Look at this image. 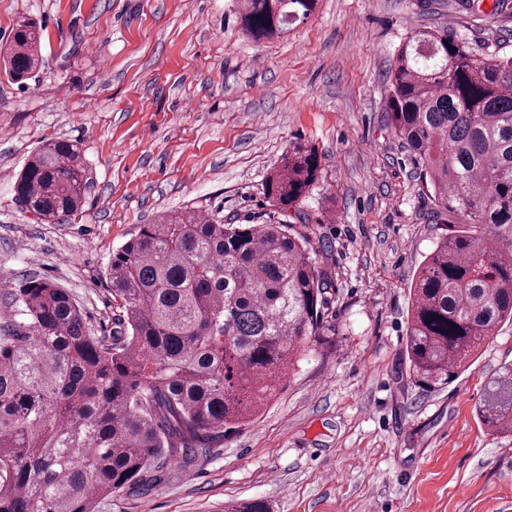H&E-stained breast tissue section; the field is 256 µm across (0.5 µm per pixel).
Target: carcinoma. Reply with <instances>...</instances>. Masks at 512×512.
<instances>
[{"label":"carcinoma","mask_w":512,"mask_h":512,"mask_svg":"<svg viewBox=\"0 0 512 512\" xmlns=\"http://www.w3.org/2000/svg\"><path fill=\"white\" fill-rule=\"evenodd\" d=\"M317 0H244L256 39L306 19ZM42 32L23 18L0 47L22 82ZM388 125L419 170L435 212L459 220L413 281L405 351L415 382L440 387L512 323V56H477L445 27H420L388 75ZM315 147L298 144L267 177L281 213L319 182ZM93 185L78 145L50 140L16 182L40 219L78 215ZM119 330L91 334L56 283L15 289L24 320L0 333V512H95L97 500L156 479L168 464L250 421L283 374L323 341L332 281L285 224H215L197 210L144 224L107 269ZM512 433V366L478 410Z\"/></svg>","instance_id":"1"}]
</instances>
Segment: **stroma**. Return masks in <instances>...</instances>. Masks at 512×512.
I'll use <instances>...</instances> for the list:
<instances>
[{
  "mask_svg": "<svg viewBox=\"0 0 512 512\" xmlns=\"http://www.w3.org/2000/svg\"><path fill=\"white\" fill-rule=\"evenodd\" d=\"M496 0H318L286 34L243 33L241 0H0V43L23 17L42 62L0 69V329L29 278L66 288L94 335L121 307L111 258L141 225L191 207L227 224L291 225L332 279L325 341L253 421L99 512H512V434L477 417L512 364L504 325L451 384H415L405 356L409 288L448 233L385 110L404 38L444 26L474 54L512 55ZM47 139L80 142L94 186L80 214L47 224L14 183ZM311 143L322 177L297 213L264 195L269 171Z\"/></svg>",
  "mask_w": 512,
  "mask_h": 512,
  "instance_id": "obj_1",
  "label": "stroma"
}]
</instances>
